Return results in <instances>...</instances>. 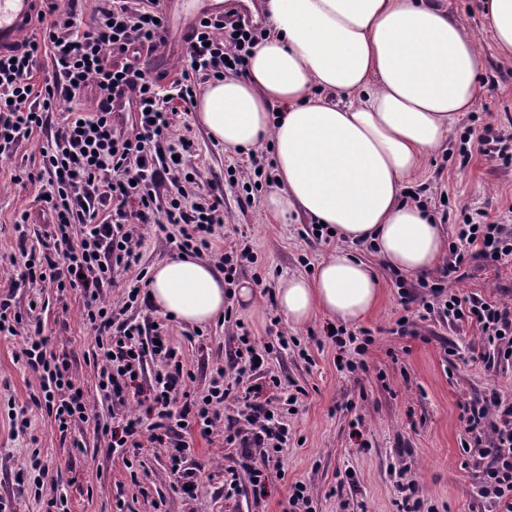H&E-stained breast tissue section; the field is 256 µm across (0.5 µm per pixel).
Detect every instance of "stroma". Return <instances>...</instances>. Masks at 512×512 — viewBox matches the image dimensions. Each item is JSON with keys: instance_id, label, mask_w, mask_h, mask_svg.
Segmentation results:
<instances>
[{"instance_id": "35a3bbf8", "label": "stroma", "mask_w": 512, "mask_h": 512, "mask_svg": "<svg viewBox=\"0 0 512 512\" xmlns=\"http://www.w3.org/2000/svg\"><path fill=\"white\" fill-rule=\"evenodd\" d=\"M481 3L448 0L451 11L477 34L484 60L474 118L455 125L444 152L428 156L411 187L430 212L447 209L450 232L461 223L466 208L486 210L512 230V164L492 163L477 153L467 160L462 157V137L467 131L479 134L490 125L495 131L512 133V59L496 48ZM167 20L166 60L161 63L151 57L147 64L152 73L164 71L173 77L185 50L183 37L195 17L186 12L182 0H171ZM68 108V101L60 100L46 130L24 140L15 157L0 158V291L18 283L17 311L23 318H38L53 351L67 356L74 381L88 401V418L60 435L53 421L30 401L37 380L16 359L24 335H0V499L11 501V512H44L43 502L18 483L34 448L50 476L59 477V491L68 500L69 512H283L292 485L299 482L313 493L311 512H338L336 499L327 492L340 482L345 485L348 512H396V470L403 465L410 467L428 501L445 512H486L477 494L479 472L465 464L470 436L460 418L461 408L493 391L512 401V364L486 361L482 336L467 323L456 325L434 316L422 323L419 337L391 334L404 310L393 271L382 265L377 268L381 302L360 323L376 338L365 357L368 372L355 376L338 371L336 347L326 336L331 321L319 317L306 328L280 320V329L295 339V346L274 347L251 377V384L258 385L265 377L277 375L305 390L294 413L285 417L288 443L278 464L264 470L265 497L254 495L244 474L237 494L225 497L226 449L220 426L206 438L195 430L189 435L187 464L200 477L193 499L175 492L168 449L148 444L111 450L96 427L97 421L109 420L112 404L104 399L90 361L94 335L84 320L79 291L62 297L54 289L21 280L22 251L35 246L43 230L39 224L26 225L21 233L15 229L22 210L40 207L39 188L25 181L24 174L38 167L50 131L60 125ZM176 123L188 130L193 142L188 164L197 167L204 179L230 182L229 166L244 163V156L214 142L198 126L194 113L178 114ZM439 187L447 189V202H440L436 195ZM224 210L234 230L221 241V248L244 239L258 257L256 264L239 269L238 282L251 284L260 276L274 285L293 272L312 273L331 248L325 240L305 235L304 225L272 224L260 205L240 206L233 190L224 194ZM465 271L463 280L449 281V290L512 303V263L496 270L471 263ZM277 314L267 296L259 293L251 304L234 303L232 319L217 320L202 331L170 323L171 344L194 375L191 390H207L212 369L224 364L236 348V321H244L256 345L263 346L274 340L268 327ZM451 347L457 351L452 358L445 354ZM350 400L355 409L344 411ZM13 408L25 410L28 434H14L8 416Z\"/></svg>"}]
</instances>
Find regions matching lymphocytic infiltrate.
Segmentation results:
<instances>
[{"label": "lymphocytic infiltrate", "mask_w": 512, "mask_h": 512, "mask_svg": "<svg viewBox=\"0 0 512 512\" xmlns=\"http://www.w3.org/2000/svg\"><path fill=\"white\" fill-rule=\"evenodd\" d=\"M163 0H96L91 21L81 24L75 0H37L34 31L15 50L0 54V156L12 158L20 142L43 128L59 99L70 108L61 127L41 151L30 183L40 185V202L52 215L30 251L25 275L65 292L80 289L85 317L96 336L93 359L98 386L113 406H126L137 396L143 416L112 417L100 428L112 448H138L142 443L170 444L176 489L194 497L195 469L186 467L188 441L175 437L176 428L209 434L216 421L224 423V443L236 450L228 473L247 470L255 495L265 493V481L255 457L277 459L288 442L282 406L296 404L297 395H283L284 383L270 376L267 383L234 392L226 370L237 380L262 366L265 352L249 331H242L229 369H217L206 392L193 394L192 378L178 360L166 324L147 326L125 319L123 307L100 301V291L115 275L130 279L128 304L141 301L140 284L148 275L137 228L155 224L167 231L177 255L214 257L224 268L225 284H233L241 261H254L249 245L227 251L217 247L224 236V194L203 185L197 169L182 158L192 142L178 133L175 117L190 110L202 84L229 72H244L249 52L266 30L238 13L202 15L186 38L179 75L164 81L150 76L143 55L167 48L169 31ZM49 54L51 71L41 88H34L32 69L40 54ZM94 101L93 110L82 106ZM478 261L488 267L512 262V233L491 221L481 209L458 225L451 259L435 277L419 280L412 293H402L403 305H416L419 319L438 315L452 323H473L484 345L498 361L512 362V307L476 295L450 293L449 280L459 279L464 265ZM347 358L349 373L367 371L365 355L375 338L368 330L338 329L330 335ZM21 356L37 376L31 399L45 410L59 432L84 420L87 404L76 386L66 357L49 347L41 324L27 332ZM156 370L142 383L148 363ZM234 413L220 415L224 403ZM461 419L473 439V465L481 472L480 497L496 512H512V402L497 392L463 405Z\"/></svg>", "instance_id": "1"}]
</instances>
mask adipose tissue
<instances>
[{
  "label": "adipose tissue",
  "instance_id": "adipose-tissue-1",
  "mask_svg": "<svg viewBox=\"0 0 512 512\" xmlns=\"http://www.w3.org/2000/svg\"><path fill=\"white\" fill-rule=\"evenodd\" d=\"M270 27L246 76L210 82L198 122L232 150L271 143L273 182L261 199L277 224L309 222L338 240L312 276L274 291L289 325L320 316L349 325L382 297L372 266L351 249L372 245L384 265L418 274L445 245L442 225L405 197L479 94L482 58L447 0H261ZM153 308L186 326L223 316L224 275L204 258L157 264Z\"/></svg>",
  "mask_w": 512,
  "mask_h": 512
}]
</instances>
